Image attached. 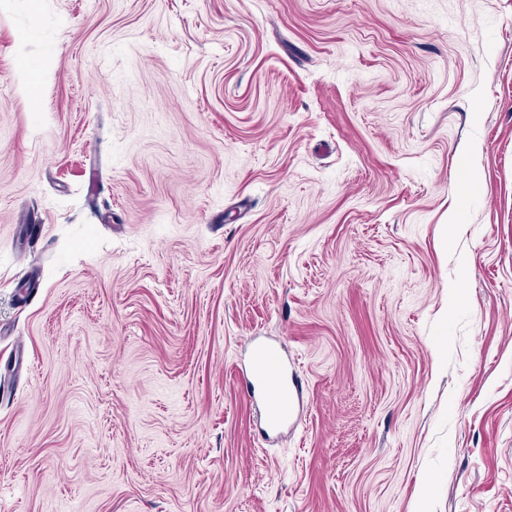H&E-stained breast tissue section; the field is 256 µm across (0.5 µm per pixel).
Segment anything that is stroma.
Here are the masks:
<instances>
[{"label":"stroma","mask_w":512,"mask_h":512,"mask_svg":"<svg viewBox=\"0 0 512 512\" xmlns=\"http://www.w3.org/2000/svg\"><path fill=\"white\" fill-rule=\"evenodd\" d=\"M424 490L512 512V0H0V512ZM251 385L261 389L267 403V422L271 429L288 426L293 412L288 380V361L279 351L270 347L260 348L253 360Z\"/></svg>","instance_id":"35a3bbf8"}]
</instances>
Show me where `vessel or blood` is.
Instances as JSON below:
<instances>
[{
	"label": "vessel or blood",
	"mask_w": 512,
	"mask_h": 512,
	"mask_svg": "<svg viewBox=\"0 0 512 512\" xmlns=\"http://www.w3.org/2000/svg\"><path fill=\"white\" fill-rule=\"evenodd\" d=\"M252 387L261 389L268 398L267 422L270 428L287 426L293 412L288 380V362L279 351L260 348L253 360Z\"/></svg>",
	"instance_id": "vessel-or-blood-1"
}]
</instances>
